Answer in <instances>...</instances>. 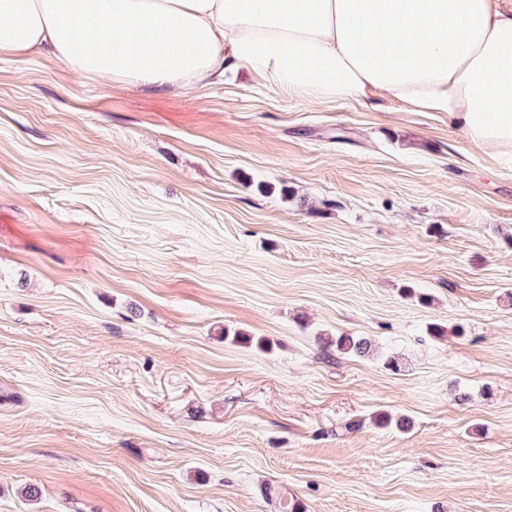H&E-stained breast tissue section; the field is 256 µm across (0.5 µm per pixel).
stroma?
Segmentation results:
<instances>
[{
	"label": "stroma",
	"instance_id": "35a3bbf8",
	"mask_svg": "<svg viewBox=\"0 0 512 512\" xmlns=\"http://www.w3.org/2000/svg\"><path fill=\"white\" fill-rule=\"evenodd\" d=\"M282 492L512 512V166L443 113L244 68L174 90L0 54V512ZM336 346V352L346 356H362L370 351L371 345L364 339H355L353 336H336V340L328 341L329 346Z\"/></svg>",
	"mask_w": 512,
	"mask_h": 512
}]
</instances>
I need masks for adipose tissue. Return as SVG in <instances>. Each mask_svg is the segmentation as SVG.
Wrapping results in <instances>:
<instances>
[{"mask_svg": "<svg viewBox=\"0 0 512 512\" xmlns=\"http://www.w3.org/2000/svg\"><path fill=\"white\" fill-rule=\"evenodd\" d=\"M191 89L240 67L317 100L442 112L512 162V9L502 0H0V53Z\"/></svg>", "mask_w": 512, "mask_h": 512, "instance_id": "ef3b65f1", "label": "adipose tissue"}]
</instances>
